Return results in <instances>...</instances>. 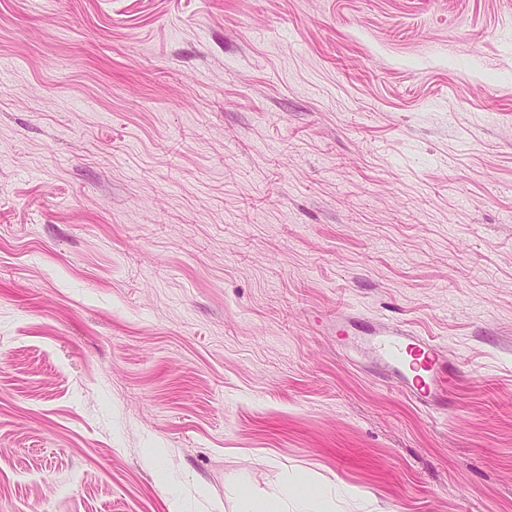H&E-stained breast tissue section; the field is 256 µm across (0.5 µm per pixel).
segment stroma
I'll return each instance as SVG.
<instances>
[{
  "label": "stroma",
  "mask_w": 512,
  "mask_h": 512,
  "mask_svg": "<svg viewBox=\"0 0 512 512\" xmlns=\"http://www.w3.org/2000/svg\"><path fill=\"white\" fill-rule=\"evenodd\" d=\"M249 494L512 512V0H0V512ZM339 331L364 336L375 361L412 400L431 408L439 403L449 384L448 364L433 340L418 336L390 320L365 319L359 314L336 317Z\"/></svg>",
  "instance_id": "1"
}]
</instances>
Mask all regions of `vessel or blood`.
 I'll use <instances>...</instances> for the list:
<instances>
[{"label":"vessel or blood","mask_w":512,"mask_h":512,"mask_svg":"<svg viewBox=\"0 0 512 512\" xmlns=\"http://www.w3.org/2000/svg\"><path fill=\"white\" fill-rule=\"evenodd\" d=\"M338 328L364 337L375 361L410 399L428 408L439 403L449 384L448 364L433 340L401 323L357 314L340 321Z\"/></svg>","instance_id":"vessel-or-blood-1"}]
</instances>
